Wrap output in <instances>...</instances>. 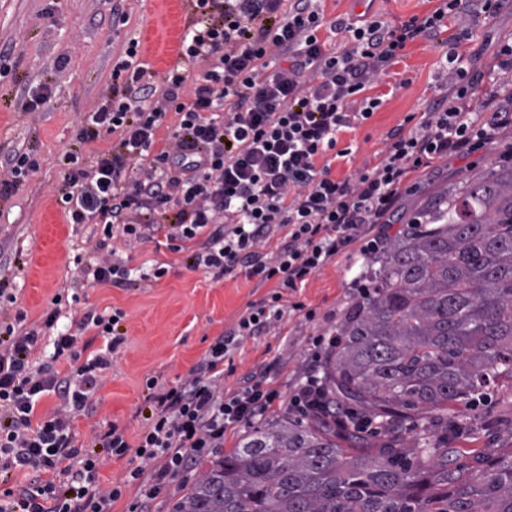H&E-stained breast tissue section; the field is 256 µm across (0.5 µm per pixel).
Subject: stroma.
<instances>
[{
    "label": "stroma",
    "mask_w": 512,
    "mask_h": 512,
    "mask_svg": "<svg viewBox=\"0 0 512 512\" xmlns=\"http://www.w3.org/2000/svg\"><path fill=\"white\" fill-rule=\"evenodd\" d=\"M434 0H326L325 13L381 14L395 22L423 15ZM191 19L190 0H0V165L9 155L25 152L38 167L15 188L0 192V281L11 288L16 303L0 302V326L13 323L17 312L39 321L61 297L59 330L75 329L87 309L125 314V342L102 374L92 414H78L72 427L80 445L91 447L110 425L123 429L137 444L146 406L145 380L157 377L163 388L185 382L191 368L217 336L232 327L248 303L261 300L275 282L255 286L245 277L216 279L189 269L186 252L170 251L157 242L110 245L130 270L124 283L96 285L80 280L81 265L95 263L101 232L91 224L68 223L58 197L64 187L62 157L76 153L90 163L111 148L116 137L93 142L78 139L84 118L105 105L112 69L129 39L139 42L138 59L160 74L173 68ZM512 43V0H504L493 17L480 20L466 45L477 65L495 64L501 45ZM439 49L420 39L405 50L402 61L374 89L383 104L371 119L341 133L339 147L351 154L336 159L332 172L345 177L377 167L389 134L410 113L438 93L434 81ZM53 93L39 110L27 112L28 93L42 86ZM512 165V127L466 158L436 163L411 179L404 196L405 217H412L432 198L461 185L472 175L499 165ZM167 267L159 280L148 279L153 265ZM361 269L347 270L344 257L309 275L302 288L284 292L289 308L264 336L244 341L224 374L223 391L232 394L247 377L267 375L281 394L267 418L282 419L301 378L316 367L312 339L334 331L360 301ZM303 310H291L294 302ZM314 311L306 319V311ZM449 429L459 435L450 443L459 465L492 461L512 453V386H496L468 405L448 412Z\"/></svg>",
    "instance_id": "35a3bbf8"
}]
</instances>
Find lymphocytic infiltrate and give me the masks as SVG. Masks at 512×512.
Segmentation results:
<instances>
[{
	"instance_id": "f902f5d3",
	"label": "lymphocytic infiltrate",
	"mask_w": 512,
	"mask_h": 512,
	"mask_svg": "<svg viewBox=\"0 0 512 512\" xmlns=\"http://www.w3.org/2000/svg\"><path fill=\"white\" fill-rule=\"evenodd\" d=\"M322 2L192 0L177 66L158 84L137 59V40H129L112 69L111 98L78 134L91 142L115 133L118 142L87 166L77 155L64 156L59 201L70 223L102 225L101 249L118 236L147 242L159 232L173 251L194 240L192 269L219 278L241 275L260 286L273 281L277 288L215 339L187 382L163 389L147 378L150 405L137 445L114 425L99 435L111 455L132 452L141 460L123 485L105 494L96 485L99 459L77 446L72 421L93 409L100 374L124 342L115 328L123 313L109 319L87 310L77 333L55 338L56 357L69 365L65 372L31 360L57 310L33 326L17 313L0 333V470L28 469L33 477L0 491V512H109L127 486L150 507L162 487L223 447L227 429L257 424L278 399L263 375L247 378L228 398L218 385L225 361L244 340L264 335L282 318L283 290L301 288L338 256L364 259L379 250L383 239L373 231L389 223L411 173L468 157L512 125V84L492 81L462 50L468 29L448 27L467 11L492 16L500 0H478L471 9L464 0H438L431 12L396 23L378 14L329 18ZM419 39L444 49L439 94L411 115L409 130L389 135L374 170L333 176L327 153L348 156L337 146L340 133L377 112L382 100L373 95L374 84ZM479 96L485 102L477 109ZM219 109L220 119L214 116ZM170 110L178 124L160 149L156 132ZM167 214L170 224H160ZM274 237L279 243L270 257L260 247ZM356 242L360 250L351 251ZM86 332L101 336L102 347L79 348ZM322 393L320 378L309 374L290 405L347 429L350 416L329 411ZM49 394L59 401L56 411L36 418L38 401ZM60 475L68 487L57 484Z\"/></svg>"
}]
</instances>
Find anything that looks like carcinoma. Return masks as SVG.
Segmentation results:
<instances>
[{"mask_svg": "<svg viewBox=\"0 0 512 512\" xmlns=\"http://www.w3.org/2000/svg\"><path fill=\"white\" fill-rule=\"evenodd\" d=\"M372 291L336 329L329 405L385 420V440L319 417L246 432L173 512H512V455L452 465L448 409L512 383V165L467 179L408 221L371 261ZM418 431L405 436L415 412Z\"/></svg>", "mask_w": 512, "mask_h": 512, "instance_id": "cac0c4a2", "label": "carcinoma"}]
</instances>
